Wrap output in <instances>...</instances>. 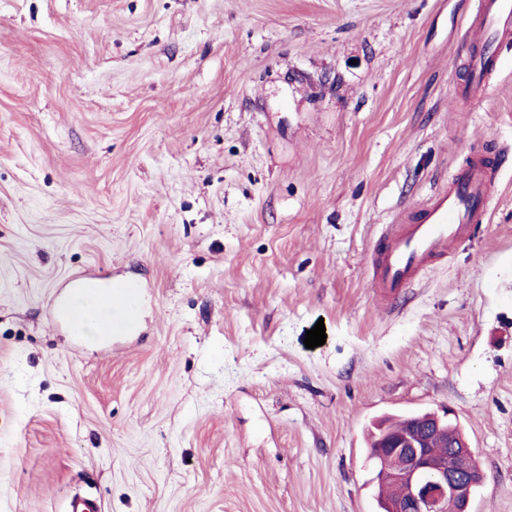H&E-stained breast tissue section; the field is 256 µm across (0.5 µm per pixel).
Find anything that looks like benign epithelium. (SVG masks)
I'll return each mask as SVG.
<instances>
[{"label":"benign epithelium","instance_id":"7a95c632","mask_svg":"<svg viewBox=\"0 0 512 512\" xmlns=\"http://www.w3.org/2000/svg\"><path fill=\"white\" fill-rule=\"evenodd\" d=\"M450 412H423L417 422L403 433L379 425L377 451L373 455L376 480L387 481L403 491L389 504V512H445L448 501L456 512H471L476 491L485 483L473 448L465 440L452 445L455 467L433 458L430 439L448 433Z\"/></svg>","mask_w":512,"mask_h":512}]
</instances>
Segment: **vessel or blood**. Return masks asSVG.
Segmentation results:
<instances>
[{"instance_id":"1","label":"vessel or blood","mask_w":512,"mask_h":512,"mask_svg":"<svg viewBox=\"0 0 512 512\" xmlns=\"http://www.w3.org/2000/svg\"><path fill=\"white\" fill-rule=\"evenodd\" d=\"M477 51L470 56L473 79L465 89L468 98L487 96L489 74L495 67L494 49L512 39V0H481ZM495 170L475 160L449 173L438 189L420 205L417 213L397 218L398 231L385 235L371 255V284L380 305L396 302L409 282L425 271L438 256L451 252L472 224L482 223L493 198ZM102 307L112 314V330L120 332L136 321V302L125 290L102 296Z\"/></svg>"}]
</instances>
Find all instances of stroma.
<instances>
[{"label":"stroma","instance_id":"1","mask_svg":"<svg viewBox=\"0 0 512 512\" xmlns=\"http://www.w3.org/2000/svg\"><path fill=\"white\" fill-rule=\"evenodd\" d=\"M476 15L0 0V512H378L368 429L445 406L512 512V43L468 107ZM479 154L487 219L380 309L383 225ZM76 282L136 327L74 332ZM102 297V308L105 311L112 312V330L105 326L103 330L106 333H118L125 327L132 326L136 321V302L133 296L122 289H110Z\"/></svg>","mask_w":512,"mask_h":512}]
</instances>
